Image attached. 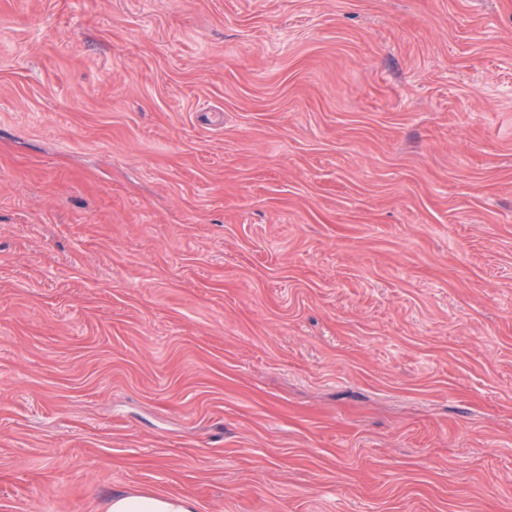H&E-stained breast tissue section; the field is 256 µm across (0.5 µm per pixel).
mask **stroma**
I'll use <instances>...</instances> for the list:
<instances>
[{"label": "stroma", "instance_id": "stroma-1", "mask_svg": "<svg viewBox=\"0 0 512 512\" xmlns=\"http://www.w3.org/2000/svg\"><path fill=\"white\" fill-rule=\"evenodd\" d=\"M512 512V0H0V512ZM198 507L187 495L126 491L112 495L107 512H198Z\"/></svg>", "mask_w": 512, "mask_h": 512}]
</instances>
